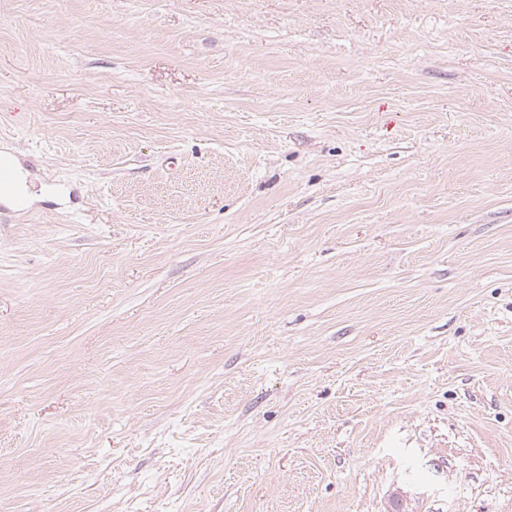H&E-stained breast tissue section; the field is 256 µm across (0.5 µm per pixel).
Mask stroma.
I'll list each match as a JSON object with an SVG mask.
<instances>
[{
    "mask_svg": "<svg viewBox=\"0 0 512 512\" xmlns=\"http://www.w3.org/2000/svg\"><path fill=\"white\" fill-rule=\"evenodd\" d=\"M0 512H512V0H0Z\"/></svg>",
    "mask_w": 512,
    "mask_h": 512,
    "instance_id": "35a3bbf8",
    "label": "stroma"
}]
</instances>
